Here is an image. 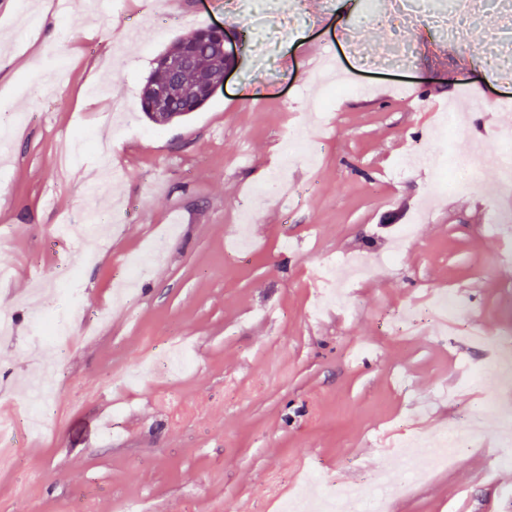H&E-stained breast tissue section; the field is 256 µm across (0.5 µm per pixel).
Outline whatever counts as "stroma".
<instances>
[{
    "label": "stroma",
    "mask_w": 512,
    "mask_h": 512,
    "mask_svg": "<svg viewBox=\"0 0 512 512\" xmlns=\"http://www.w3.org/2000/svg\"><path fill=\"white\" fill-rule=\"evenodd\" d=\"M0 0V96L24 114L0 153V405L14 450L0 460V512H280L316 487H370L400 475L384 449L409 433L460 424L487 394L512 406V387L472 383L484 346L469 334L512 335V263L485 229L498 177L485 168L463 195L437 192L434 173L398 164L420 148L461 159L512 122V80L481 64L487 32L507 13L491 6L463 39L427 25L381 24L370 0H304L306 23L258 54L254 27L224 0ZM56 21L65 61L48 57L42 17ZM243 35L235 68L199 111L167 125L140 111L157 57L200 28ZM380 50L412 44L409 68L363 66L348 39ZM334 61L361 92L334 99L306 131L314 162L285 161L287 129L321 97L311 53ZM408 86L394 95L392 84ZM466 98L471 127L431 137L438 113ZM115 126L101 124L108 99ZM110 158L124 178L86 193L90 169ZM285 174L287 190L270 189ZM267 186L262 201L254 190ZM112 204L121 218L83 266L79 300L54 273L82 246L57 243L65 224ZM430 204L427 222L413 214ZM415 229L401 248L406 224ZM173 237L160 265L124 303L112 287L127 260ZM393 262H386L388 253ZM362 263L340 305L315 308L311 272ZM463 295L457 332H398L399 310L436 292ZM68 324L72 342L37 341L41 320ZM185 348L192 364L154 368L156 352ZM52 365L49 430L28 444L26 383ZM458 391L448 399V388ZM500 412L447 470L396 494L388 512H512V463L496 461Z\"/></svg>",
    "instance_id": "1"
}]
</instances>
